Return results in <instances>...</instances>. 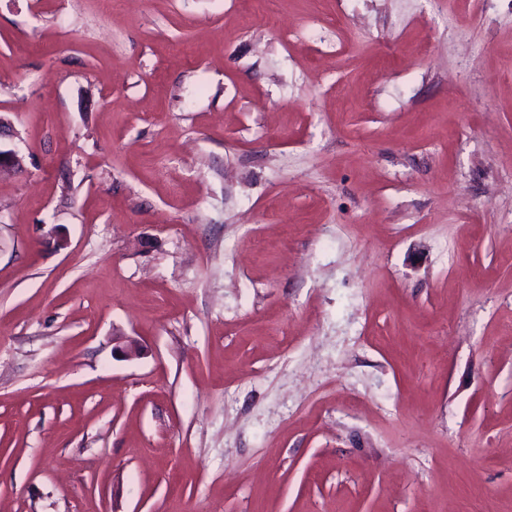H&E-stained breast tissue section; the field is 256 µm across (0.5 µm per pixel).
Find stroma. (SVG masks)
<instances>
[{
  "instance_id": "35a3bbf8",
  "label": "stroma",
  "mask_w": 512,
  "mask_h": 512,
  "mask_svg": "<svg viewBox=\"0 0 512 512\" xmlns=\"http://www.w3.org/2000/svg\"><path fill=\"white\" fill-rule=\"evenodd\" d=\"M0 115V512H512V0H0Z\"/></svg>"
}]
</instances>
